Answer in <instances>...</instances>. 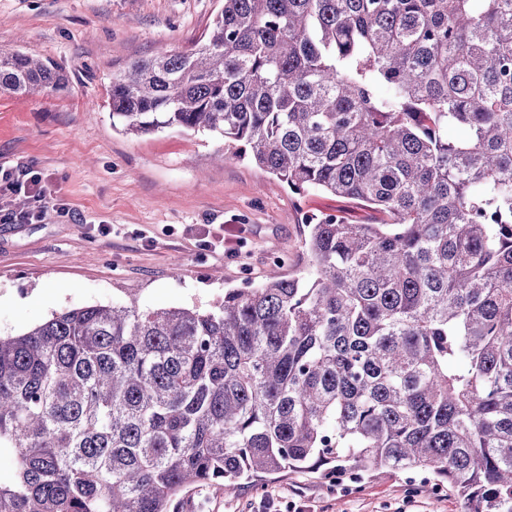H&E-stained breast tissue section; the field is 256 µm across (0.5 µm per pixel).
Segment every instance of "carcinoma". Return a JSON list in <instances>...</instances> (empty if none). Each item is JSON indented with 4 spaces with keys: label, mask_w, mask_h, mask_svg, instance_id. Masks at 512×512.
Instances as JSON below:
<instances>
[{
    "label": "carcinoma",
    "mask_w": 512,
    "mask_h": 512,
    "mask_svg": "<svg viewBox=\"0 0 512 512\" xmlns=\"http://www.w3.org/2000/svg\"><path fill=\"white\" fill-rule=\"evenodd\" d=\"M68 85L0 49V94ZM108 106L381 219L306 216L302 271L210 309L132 298L0 336V512L380 470L512 512V0H224L190 49L112 75Z\"/></svg>",
    "instance_id": "obj_1"
}]
</instances>
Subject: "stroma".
I'll return each mask as SVG.
<instances>
[{
	"label": "stroma",
	"mask_w": 512,
	"mask_h": 512,
	"mask_svg": "<svg viewBox=\"0 0 512 512\" xmlns=\"http://www.w3.org/2000/svg\"><path fill=\"white\" fill-rule=\"evenodd\" d=\"M223 0H0V48L63 66L67 92L0 96V164L29 162L65 214L0 224V334L52 314L136 298L145 308L209 307L225 289L262 280L276 258L306 263L305 215L369 224L372 211L322 192H292L250 157L214 159L223 140L167 129L142 136L112 125L107 90L132 60L189 49ZM109 224L111 235L98 227ZM222 231L236 258L201 249ZM180 276H172L174 264ZM382 472L355 480L288 473L230 495L185 490L178 512H256L266 494L280 512H465L448 491Z\"/></svg>",
	"instance_id": "obj_1"
}]
</instances>
